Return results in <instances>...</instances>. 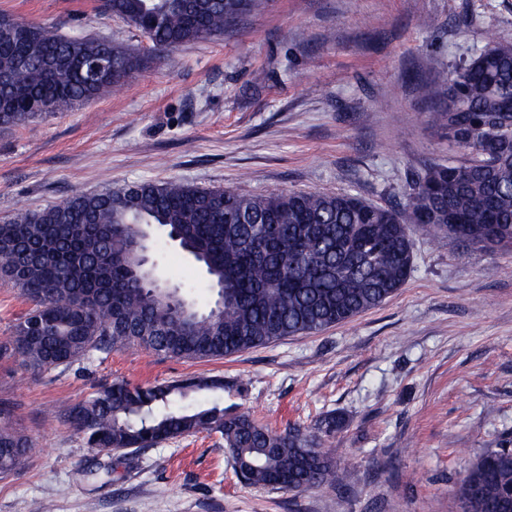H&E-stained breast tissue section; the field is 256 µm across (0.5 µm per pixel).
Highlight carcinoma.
<instances>
[{
	"label": "carcinoma",
	"instance_id": "1",
	"mask_svg": "<svg viewBox=\"0 0 512 512\" xmlns=\"http://www.w3.org/2000/svg\"><path fill=\"white\" fill-rule=\"evenodd\" d=\"M261 0H102L104 11L150 29L165 50L234 29ZM0 33V127L62 112L119 86L145 59L127 46L87 35H55L21 22ZM454 84L456 111L437 108L461 160L434 162L413 182L403 211L352 194L244 195L175 181L78 194L0 221V281L32 308L9 337L11 352L39 370L136 346L187 360L222 359L297 334L345 323L392 297L414 271L411 230L470 245L472 224L502 230L512 249V43L493 41L451 80L421 82L426 100ZM498 154L480 159L483 143ZM461 223H448V211ZM160 233L201 265L223 308L169 303L155 268L128 250L134 235ZM224 390L220 379L153 386L114 383L67 408L96 455L149 448L207 429L220 433L250 485L300 492L341 484L324 437L344 426L325 417L313 432H277L217 404L184 407L190 394ZM33 450L0 412V474L19 470ZM470 512L512 504V448L476 456L455 487Z\"/></svg>",
	"mask_w": 512,
	"mask_h": 512
}]
</instances>
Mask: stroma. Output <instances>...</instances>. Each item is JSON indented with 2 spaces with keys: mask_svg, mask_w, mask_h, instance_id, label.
Returning <instances> with one entry per match:
<instances>
[{
  "mask_svg": "<svg viewBox=\"0 0 512 512\" xmlns=\"http://www.w3.org/2000/svg\"><path fill=\"white\" fill-rule=\"evenodd\" d=\"M99 0H0V15L123 43L147 62L111 95L0 128V219L80 193L180 181L245 194L351 192L403 208L425 166L451 156L418 81L453 74L489 39L512 42V0H265L235 32L168 54ZM497 16L493 31L482 24ZM415 269L350 321L220 360L128 347L39 371L0 353V409L36 448L0 477V512H462L455 485L488 448H512V251L414 233ZM200 308L206 274L154 254ZM220 378L219 404L327 437L344 485L246 484L220 433L101 458L60 404L101 385ZM105 465L85 482L73 471Z\"/></svg>",
  "mask_w": 512,
  "mask_h": 512,
  "instance_id": "35a3bbf8",
  "label": "stroma"
}]
</instances>
